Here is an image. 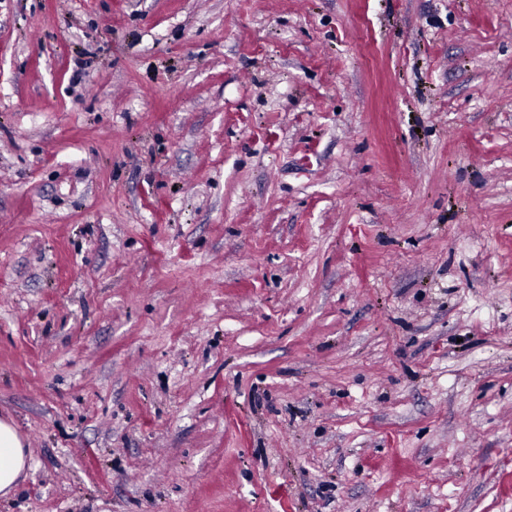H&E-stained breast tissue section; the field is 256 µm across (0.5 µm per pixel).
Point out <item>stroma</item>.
Wrapping results in <instances>:
<instances>
[{
    "instance_id": "obj_1",
    "label": "stroma",
    "mask_w": 512,
    "mask_h": 512,
    "mask_svg": "<svg viewBox=\"0 0 512 512\" xmlns=\"http://www.w3.org/2000/svg\"><path fill=\"white\" fill-rule=\"evenodd\" d=\"M0 512H512V0H0ZM14 424L0 421V495L8 494L26 464V454Z\"/></svg>"
}]
</instances>
